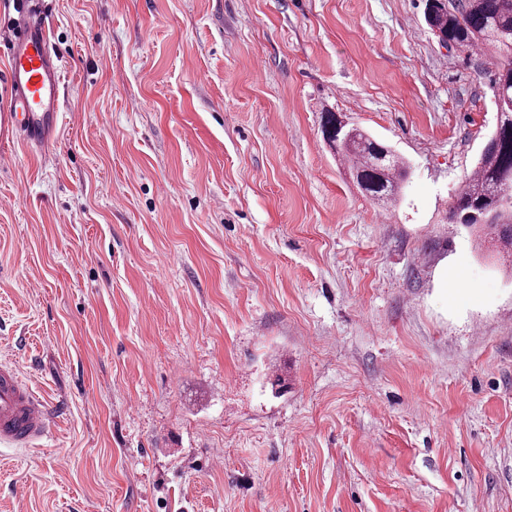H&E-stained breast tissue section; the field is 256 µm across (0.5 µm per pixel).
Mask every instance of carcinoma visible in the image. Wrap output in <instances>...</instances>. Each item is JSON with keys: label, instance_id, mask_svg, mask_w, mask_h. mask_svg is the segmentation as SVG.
Here are the masks:
<instances>
[{"label": "carcinoma", "instance_id": "obj_1", "mask_svg": "<svg viewBox=\"0 0 512 512\" xmlns=\"http://www.w3.org/2000/svg\"><path fill=\"white\" fill-rule=\"evenodd\" d=\"M426 23L446 46L498 54L493 88L501 94L497 122L485 142L474 173L456 198L452 215L466 217L468 227L495 240L512 254V219L503 221L501 194L512 188V0H460L450 6L431 0ZM325 141L348 164L359 189L372 200L390 201L406 176L405 162L385 142L354 125H343L335 112L324 113Z\"/></svg>", "mask_w": 512, "mask_h": 512}]
</instances>
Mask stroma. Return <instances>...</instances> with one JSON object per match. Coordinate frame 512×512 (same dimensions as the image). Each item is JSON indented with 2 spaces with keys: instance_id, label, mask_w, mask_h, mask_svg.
Here are the masks:
<instances>
[{
  "instance_id": "1",
  "label": "stroma",
  "mask_w": 512,
  "mask_h": 512,
  "mask_svg": "<svg viewBox=\"0 0 512 512\" xmlns=\"http://www.w3.org/2000/svg\"><path fill=\"white\" fill-rule=\"evenodd\" d=\"M425 4L40 0L65 104L0 136V363L51 423L0 512H512V256L450 218L496 60ZM335 112H324L322 133L325 141L348 164L359 189L372 200L396 198L406 176L405 162L385 142L357 126L343 125ZM384 149L388 150L383 157Z\"/></svg>"
}]
</instances>
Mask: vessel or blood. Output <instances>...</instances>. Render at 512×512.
<instances>
[{"label": "vessel or blood", "mask_w": 512, "mask_h": 512, "mask_svg": "<svg viewBox=\"0 0 512 512\" xmlns=\"http://www.w3.org/2000/svg\"><path fill=\"white\" fill-rule=\"evenodd\" d=\"M39 0H21L6 49L10 97L0 109V133L30 145L51 142L61 116V75L46 38ZM49 411L13 367L0 366V442L28 447L47 433Z\"/></svg>", "instance_id": "1"}]
</instances>
